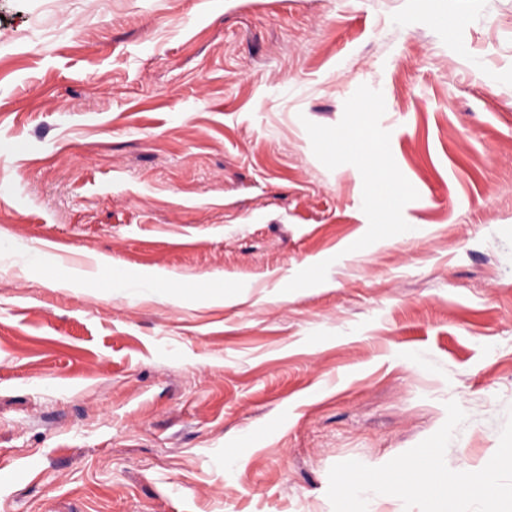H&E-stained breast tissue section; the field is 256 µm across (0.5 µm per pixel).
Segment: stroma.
<instances>
[{
  "mask_svg": "<svg viewBox=\"0 0 512 512\" xmlns=\"http://www.w3.org/2000/svg\"><path fill=\"white\" fill-rule=\"evenodd\" d=\"M0 0V512H332L512 416V0ZM364 116L401 188L329 146ZM398 224L416 237L399 239ZM172 300L107 290L97 255ZM83 271L49 287L50 262ZM220 279L214 302L191 292ZM95 275L97 279L108 280L111 288H119L124 282L135 280L141 288H149L155 294L168 297L175 293V288L169 286V282L163 274H154L144 277L132 278L125 273L117 275L112 267V259L108 256L98 255L94 257Z\"/></svg>",
  "mask_w": 512,
  "mask_h": 512,
  "instance_id": "stroma-1",
  "label": "stroma"
}]
</instances>
